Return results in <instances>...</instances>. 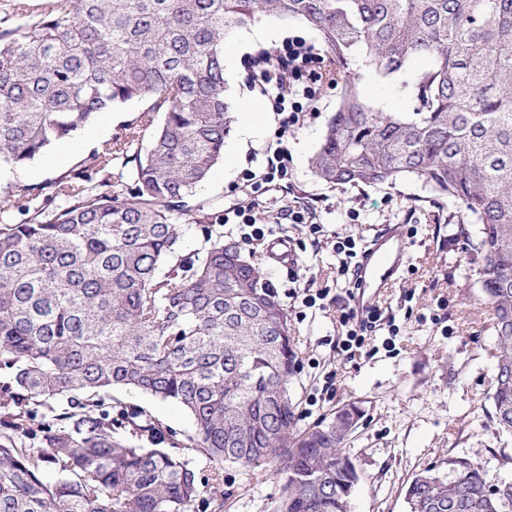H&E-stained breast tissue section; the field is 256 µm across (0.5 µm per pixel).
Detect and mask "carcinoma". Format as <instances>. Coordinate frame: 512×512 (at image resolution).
Listing matches in <instances>:
<instances>
[{"instance_id":"obj_1","label":"carcinoma","mask_w":512,"mask_h":512,"mask_svg":"<svg viewBox=\"0 0 512 512\" xmlns=\"http://www.w3.org/2000/svg\"><path fill=\"white\" fill-rule=\"evenodd\" d=\"M0 29V166L21 167L102 112L144 102L124 140L36 190L0 199V512H193L205 457L214 512L224 463L278 464L280 512H350L344 445L355 405L299 430L296 351L277 291L235 240L173 261L182 224L233 123L224 41L251 22L317 29L338 108L311 158L334 185L409 179L479 225L472 267L493 315L489 400L512 434V0H13ZM403 75L411 111L366 100L358 58ZM163 115L155 124L156 115ZM149 150L129 153L145 135ZM134 164L112 184V160ZM126 387L183 406L176 450L112 434L96 393ZM408 512H512V482L478 462L416 475Z\"/></svg>"}]
</instances>
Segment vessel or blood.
<instances>
[{
	"instance_id": "b4317fda",
	"label": "vessel or blood",
	"mask_w": 512,
	"mask_h": 512,
	"mask_svg": "<svg viewBox=\"0 0 512 512\" xmlns=\"http://www.w3.org/2000/svg\"><path fill=\"white\" fill-rule=\"evenodd\" d=\"M408 245L406 225L389 224L362 251L353 273L357 310L374 308L381 292L392 287L407 258Z\"/></svg>"
}]
</instances>
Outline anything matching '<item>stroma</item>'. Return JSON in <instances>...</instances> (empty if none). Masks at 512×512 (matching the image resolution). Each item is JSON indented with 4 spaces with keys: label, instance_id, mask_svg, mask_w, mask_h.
<instances>
[{
    "label": "stroma",
    "instance_id": "1",
    "mask_svg": "<svg viewBox=\"0 0 512 512\" xmlns=\"http://www.w3.org/2000/svg\"><path fill=\"white\" fill-rule=\"evenodd\" d=\"M263 47L260 41L241 48L230 40L224 44L231 55L226 76L233 110L256 113L258 124L247 139L232 128L223 159L196 198L226 208L252 206L273 228L271 236L246 250L274 284L297 341L289 387L299 428L328 421L347 404L362 408L345 448L360 476L350 512H407L405 490L411 479L429 467L447 469L455 456L477 459L489 481L512 480V436L499 430L487 399L497 350L492 313L471 278L475 254L469 242L478 236L477 225L458 224L447 200L415 181L341 187L318 180L310 160L337 110L340 90L319 80L315 109L306 112L294 135L279 137L274 102L261 93L249 68L250 57ZM142 108L132 102L101 113L77 136L58 142L0 181V197L66 175L105 143L124 136ZM281 148L288 151V179H247V172L264 170ZM305 204L314 208L323 226L320 236L284 218L288 210ZM389 224L415 229L400 279L380 300L399 333L392 338L379 330L360 355L339 360L330 339L349 298L344 280L337 277L332 241L335 235H350L362 245ZM297 275L313 288L327 290L323 308L290 298ZM103 399L113 411L159 421L157 435L114 423V436L133 438L141 446L168 448L184 441L192 429L190 415L177 404L125 388L112 389ZM223 477V512H276L283 474L266 465L248 470L228 463Z\"/></svg>",
    "mask_w": 512,
    "mask_h": 512
}]
</instances>
